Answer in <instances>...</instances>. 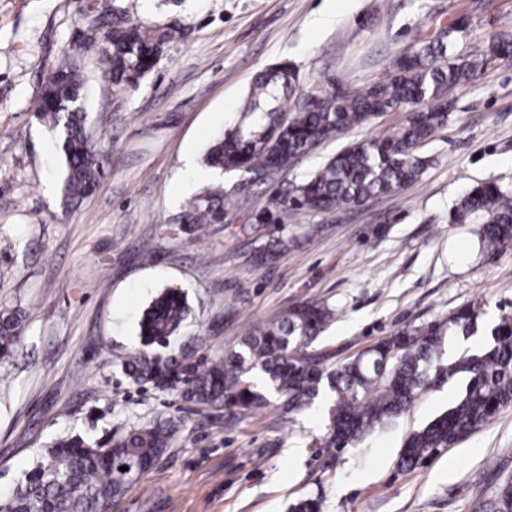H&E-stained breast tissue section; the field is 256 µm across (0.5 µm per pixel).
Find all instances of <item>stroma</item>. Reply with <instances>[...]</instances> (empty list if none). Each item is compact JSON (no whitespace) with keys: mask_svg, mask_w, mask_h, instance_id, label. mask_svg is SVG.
<instances>
[{"mask_svg":"<svg viewBox=\"0 0 512 512\" xmlns=\"http://www.w3.org/2000/svg\"><path fill=\"white\" fill-rule=\"evenodd\" d=\"M85 3L0 0V312L23 315L14 351L0 358V497L62 440L102 444L158 419L178 438L112 512H287L309 496L321 497L323 512H494L512 486V405L423 467L398 465L405 437L459 398L465 375L423 390L406 413L331 457L318 450L327 393L288 414L255 370L248 379L267 406L231 417L136 384L123 365L141 348L144 310L166 288L187 295L179 338L210 335L212 355L305 299L335 307L312 347L337 361L409 326H447L470 303L480 306L473 333L443 335L438 360L482 350L512 310V244L484 250L479 224L451 214L478 182L512 187V56L492 58L455 90L446 125L423 149L432 163L420 180L357 208L289 210L279 225L288 251L273 265L248 260L255 244L233 195L241 173L182 183L239 122L268 66L290 64L303 91L325 79L360 91L460 17L469 26L458 54L512 35V0H118L132 20L175 36L134 88L115 89L99 55L82 56L88 124L112 141L110 174L68 207L55 137L33 112ZM327 8L334 20L315 26ZM404 119L379 115L251 185L253 210ZM206 191L225 193L224 222L201 237L183 232L180 214Z\"/></svg>","mask_w":512,"mask_h":512,"instance_id":"1","label":"stroma"}]
</instances>
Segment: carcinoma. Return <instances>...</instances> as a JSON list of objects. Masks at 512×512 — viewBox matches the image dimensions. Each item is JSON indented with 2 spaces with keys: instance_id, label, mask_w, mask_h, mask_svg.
<instances>
[{
  "instance_id": "cac0c4a2",
  "label": "carcinoma",
  "mask_w": 512,
  "mask_h": 512,
  "mask_svg": "<svg viewBox=\"0 0 512 512\" xmlns=\"http://www.w3.org/2000/svg\"><path fill=\"white\" fill-rule=\"evenodd\" d=\"M85 27L73 31L69 51L51 68L36 100L35 118L57 136L63 160L62 200L76 205L95 192L105 176V135H94L84 110L88 88L80 57L100 55L113 86H133L153 68L173 30L127 18L116 0H89ZM467 26H451L396 58L380 81L349 91L328 79L297 93L298 74L286 62L260 72L252 81L238 125L209 148L206 164L226 172L251 175L288 168L298 158L354 126L385 112H408L392 135L351 144L330 157L308 180L287 196L274 194L266 208L251 215L249 231L262 243L252 263L279 260L288 244L275 236L288 207L324 213L361 207L369 200L394 195L422 178L431 158L421 152L448 119V94L475 79L487 54L509 56L504 38L489 51L475 49L454 56ZM482 221L480 241L486 249L512 243V190L494 182L470 188L455 207L453 221ZM224 221L223 197L207 192L182 214V231L200 232ZM189 315L184 294L167 289L145 310L140 321L144 349L128 362L139 384L172 389L198 406L246 414L266 403L265 395L245 379L260 370L284 398V409L298 412L320 391L331 394L328 436L320 450L337 454L361 437L408 410L418 394L438 380L468 376L463 394L446 411L404 441L399 465L405 471L422 466L446 448L492 420L512 404V314H504L491 332L492 342L480 353L441 365L435 355L441 332L431 327L402 330L337 364L311 350L312 342L335 319V308L321 300H303L277 320L249 330L241 348L230 354L201 356L209 341L196 336L164 355ZM475 306L459 309L449 324L468 335L476 324ZM20 317L0 314V351L17 339ZM177 433L167 421L134 427L108 448L80 438L59 443L27 472L24 482L0 512H111L149 471ZM127 470L121 471L119 467Z\"/></svg>"
}]
</instances>
